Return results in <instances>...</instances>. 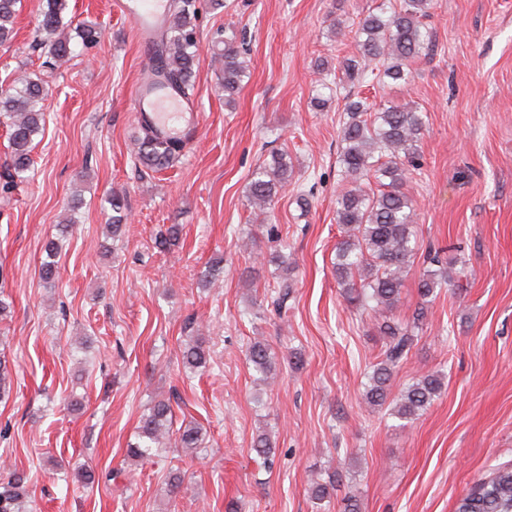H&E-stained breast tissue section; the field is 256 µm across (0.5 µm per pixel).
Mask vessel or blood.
Returning a JSON list of instances; mask_svg holds the SVG:
<instances>
[{
	"label": "vessel or blood",
	"mask_w": 512,
	"mask_h": 512,
	"mask_svg": "<svg viewBox=\"0 0 512 512\" xmlns=\"http://www.w3.org/2000/svg\"><path fill=\"white\" fill-rule=\"evenodd\" d=\"M119 8L132 23L142 49H149L164 26L168 0H120ZM132 97L137 114L150 115L160 136L188 142L201 127L194 102L160 84L153 72H143L132 87Z\"/></svg>",
	"instance_id": "obj_1"
}]
</instances>
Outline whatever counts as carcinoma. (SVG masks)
Segmentation results:
<instances>
[{
  "instance_id": "cac0c4a2",
  "label": "carcinoma",
  "mask_w": 512,
  "mask_h": 512,
  "mask_svg": "<svg viewBox=\"0 0 512 512\" xmlns=\"http://www.w3.org/2000/svg\"><path fill=\"white\" fill-rule=\"evenodd\" d=\"M18 0H0V44L11 40ZM190 0H181L173 9L156 42L157 70L172 87L186 94L193 90L195 67L199 63V41L189 15ZM429 0H384L375 12L362 18L355 39L363 64L352 61L343 64L346 78L366 77L369 67L377 77L394 83L407 84L412 78L411 62L419 57L432 41V33L423 23ZM67 0H42L41 20L37 27V46L52 64L71 60V38L63 34L66 25L63 13ZM85 48L96 45L102 32L93 24L73 27ZM224 48L218 61L224 73L225 99H231L244 78L249 76L248 64L231 34L221 40ZM45 93L41 80L25 73L13 80L9 89L0 92V116L9 121V168L11 177L22 178L33 160V137L42 131L44 113L41 102ZM347 120L340 127L338 162L346 182L336 198V224L343 238L336 246V282L346 301L370 310L381 318L380 333L385 339L382 359L373 365L365 384L363 400L370 407L391 401L392 411L400 419L414 420L439 396L444 382L439 373L422 375L389 398L393 369L407 357L419 328L427 315L426 304L436 296V290L448 285L447 268L439 266L422 273L418 290L423 307L417 321L409 324L391 320L399 301L403 280L411 258L418 251L414 228V200L408 190L413 172L420 170L418 143L424 130L421 113L400 106H389L375 113L368 112L363 99L348 100ZM137 155L147 167L163 169L179 155L183 145L160 140L147 125L135 139ZM292 172L287 154L272 156L269 163L259 166L249 185L251 206L264 210L276 195L288 185ZM112 237L121 234L126 220L124 199L118 194L110 199ZM59 243L46 245V258L41 263V278L49 286L58 280L57 256ZM209 354L203 337H196L183 351V364L197 370L207 366ZM248 359L268 381L274 375L275 361L266 344L256 341L248 350ZM172 410L159 401L143 418L136 441L129 445L128 456L144 460L162 454L171 440ZM176 444L190 452L202 444L200 427L187 424L178 429ZM27 478L13 472L0 478V512H24L28 496ZM456 512H512V464L495 468L462 497Z\"/></svg>"
}]
</instances>
